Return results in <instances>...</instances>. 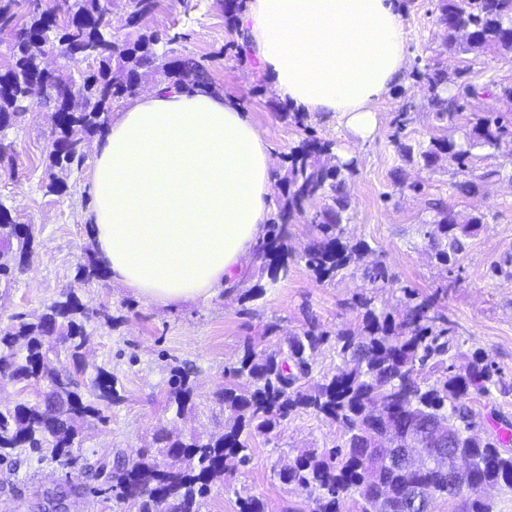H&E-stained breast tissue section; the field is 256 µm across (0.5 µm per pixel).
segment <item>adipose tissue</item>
Here are the masks:
<instances>
[{
  "instance_id": "adipose-tissue-1",
  "label": "adipose tissue",
  "mask_w": 512,
  "mask_h": 512,
  "mask_svg": "<svg viewBox=\"0 0 512 512\" xmlns=\"http://www.w3.org/2000/svg\"><path fill=\"white\" fill-rule=\"evenodd\" d=\"M241 32L275 94L356 138L407 70L399 0H248ZM265 133L224 94L157 85L95 147L89 237L113 281L162 307L239 284L268 237Z\"/></svg>"
}]
</instances>
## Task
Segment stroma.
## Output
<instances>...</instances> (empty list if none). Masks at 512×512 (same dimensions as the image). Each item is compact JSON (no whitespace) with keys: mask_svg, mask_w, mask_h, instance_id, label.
Returning <instances> with one entry per match:
<instances>
[{"mask_svg":"<svg viewBox=\"0 0 512 512\" xmlns=\"http://www.w3.org/2000/svg\"><path fill=\"white\" fill-rule=\"evenodd\" d=\"M401 2L408 68L432 59L456 67L436 23V0ZM143 28L163 38L176 37L180 54L205 61L225 96L265 131L275 167L283 166L299 140L312 136L335 141L337 154L353 160L347 184L352 219L344 235L380 252L397 278V290L378 293L376 307L394 311L403 287L428 294L446 286L447 314L458 326L455 351L465 356L481 352L495 370L490 395L475 396L474 407L488 427L512 426V154L504 148L477 150L469 172L476 191L461 196L455 189L461 178L456 166L443 161L426 170L402 164L398 156V141L425 142L437 132L426 107L428 92L414 76H407L404 85L381 103L378 133L363 141L353 137L336 115L314 116L301 127L281 118L268 78L253 56L241 49L220 0H162ZM470 67L481 95L470 100L469 111L488 105L504 112L511 109L498 94L500 86L512 85V52L480 56ZM408 103L414 109L404 130H397L396 118ZM48 129L46 111L36 105L6 137L14 163L0 169V203L35 224L39 252L9 287L0 288V328L11 315L41 314L64 289L74 288L89 307L107 313L87 327V367L79 376L84 398L93 400L92 383L101 367L116 377L121 399L105 409V422L84 424L75 468L61 469L26 448L16 450L11 461L1 462L0 512H37V503L65 483L76 487L67 498L68 512H119L113 492L95 476L96 463L115 464L117 451L135 454L163 432L185 439L221 432L225 414L215 394L224 385V368L242 356L248 343L260 341L268 323L278 325L271 337L275 343L311 322L336 333L354 321L352 302L368 288L353 268L341 279L322 283L304 263L296 262L287 278L274 280L254 261L235 288L171 307L147 303L108 277L76 282V264L90 243L84 215L90 203L86 184L95 143L84 142L85 160L69 172L66 194L51 195L43 189ZM399 166L404 169L400 185L392 177ZM436 199L455 210L485 216L449 268L438 263L426 235L432 218L429 204ZM257 284L263 285L264 295L242 300V293ZM178 367L191 370L194 385V408L181 417L168 405L169 378ZM339 437L336 426L312 412H297L272 440L257 438L249 463L236 476L234 491H212L202 512H239V497L250 495L263 499L266 512H304L305 493L281 483L277 473L298 449L329 448Z\"/></svg>","mask_w":512,"mask_h":512,"instance_id":"obj_1","label":"stroma"}]
</instances>
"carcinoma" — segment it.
I'll list each match as a JSON object with an SVG mask.
<instances>
[{
    "instance_id": "obj_1",
    "label": "carcinoma",
    "mask_w": 512,
    "mask_h": 512,
    "mask_svg": "<svg viewBox=\"0 0 512 512\" xmlns=\"http://www.w3.org/2000/svg\"><path fill=\"white\" fill-rule=\"evenodd\" d=\"M16 0H0V42H7L9 57L0 66V161L7 157L5 132L20 122L28 107L26 89L39 80L49 93L40 106L50 112V148L43 188L48 194L66 191L64 176L83 156L71 142L77 129L88 138L108 129L113 104L138 96L139 81L150 68L160 82L180 88L214 86L202 60L178 54L176 38L161 42L153 32L127 24L120 35L107 26L108 0H50L36 5L19 28L12 25ZM160 0H124L132 13L158 10ZM437 23L448 51L479 57L488 52L512 50V0H437ZM97 49L90 58L94 69L80 79L62 71L44 70L42 55H71L74 46ZM469 68L448 76V68L427 64L417 77L428 86V109L444 134L428 143L401 142L398 154L407 164L433 169L443 160L468 174L473 151L497 149L512 143V121L492 107L473 114L468 130L456 137L463 110L461 99L475 97ZM334 142L310 137L301 140L286 156L285 172L275 171L283 185L269 219V237L257 249L262 266L288 276L290 258L305 262L321 281H333L363 256L371 246L344 237L343 224L351 206L347 178L353 162L333 152ZM323 201L310 218L316 237L301 254L288 250V225L305 217L312 198ZM438 220L427 232L436 258L448 264L473 236L483 216L462 214L440 200L431 203ZM0 281L10 283L37 253L34 224L22 222L0 202ZM105 277L94 253L86 251L77 263L75 279L91 282ZM363 279L373 290L390 288L395 275L381 259L365 264ZM396 313L377 309L373 297L361 295L353 303L355 322L336 331V371L311 382L315 354L330 334L314 323L288 337L285 344L261 348L248 344L236 365L224 369V388L216 400L229 412L224 431L203 439L187 440L160 434L155 442L185 457V465L164 468L142 450L136 457L117 458L96 474L116 492L118 504L131 512H201L214 489H227L239 469L250 460L258 435H269L285 425L299 410L315 413L342 431L332 448H301L279 479L307 492L309 512H368L370 498L382 497L392 512H435L438 502L448 512H493L484 488L512 491V449L502 437L474 433L476 413L472 396L490 394L493 371L483 354L475 352L458 366L450 361L452 340L458 326L448 320L440 298L402 289ZM96 316L111 321L103 310L90 308L71 292H62L35 321L22 314L10 317L0 329V379L35 382L39 399L0 410V462L18 448H30L57 462H73L80 447L79 424L91 418L105 420L98 408L83 400L80 384L67 371H44L45 341L54 336L75 370L85 368L83 348L86 325ZM437 375L431 379V375ZM97 400L107 405L120 399L115 378L99 368L94 381ZM191 372L177 368L170 379L169 403L176 414L194 409ZM442 419L457 427L460 438L438 455L437 468L411 472L397 463L403 444L416 435L423 419ZM389 425L397 427V445L379 448L369 436ZM465 449L474 467V486L461 489L449 474Z\"/></svg>"
}]
</instances>
